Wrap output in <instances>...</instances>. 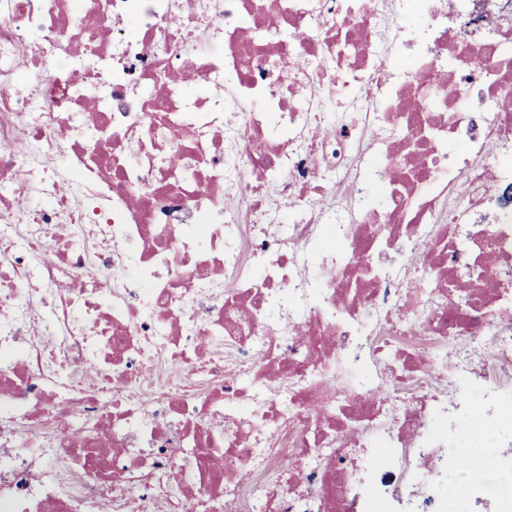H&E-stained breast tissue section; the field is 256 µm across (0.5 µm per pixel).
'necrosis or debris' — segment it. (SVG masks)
Listing matches in <instances>:
<instances>
[{
  "instance_id": "4bbe7bcc",
  "label": "necrosis or debris",
  "mask_w": 512,
  "mask_h": 512,
  "mask_svg": "<svg viewBox=\"0 0 512 512\" xmlns=\"http://www.w3.org/2000/svg\"><path fill=\"white\" fill-rule=\"evenodd\" d=\"M69 3L0 0V512H512V8Z\"/></svg>"
}]
</instances>
